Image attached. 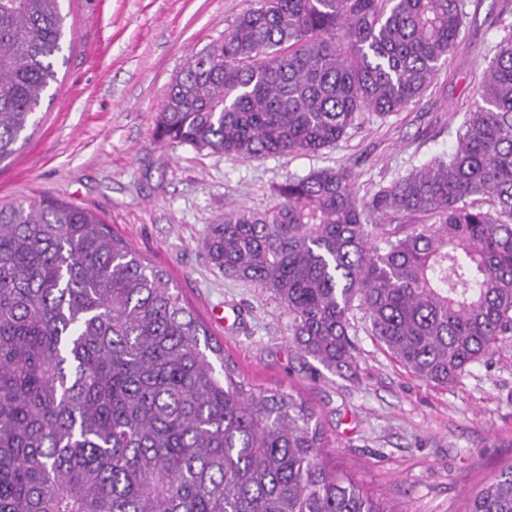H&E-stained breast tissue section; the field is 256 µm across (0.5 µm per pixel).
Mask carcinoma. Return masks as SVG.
<instances>
[{"mask_svg": "<svg viewBox=\"0 0 512 512\" xmlns=\"http://www.w3.org/2000/svg\"><path fill=\"white\" fill-rule=\"evenodd\" d=\"M62 0H0V162L51 85ZM466 0H258L172 81L156 134L234 158L319 152L416 103ZM453 149L359 195L350 170L277 187L206 236L337 372L351 313L412 377L458 382L512 337V33ZM219 360L224 374L216 372ZM314 406L237 373L168 274L90 211L0 206V512H407L329 465ZM465 512H512V463Z\"/></svg>", "mask_w": 512, "mask_h": 512, "instance_id": "obj_1", "label": "carcinoma"}]
</instances>
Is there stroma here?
I'll return each instance as SVG.
<instances>
[{"label": "stroma", "instance_id": "1", "mask_svg": "<svg viewBox=\"0 0 512 512\" xmlns=\"http://www.w3.org/2000/svg\"><path fill=\"white\" fill-rule=\"evenodd\" d=\"M257 0H64L68 42L28 139L0 163V204L51 196L96 214L165 270L239 373L298 390L316 408L339 464L410 512H463L512 461V343L459 382L409 375L353 319L358 349L336 372L300 353L284 303L225 277L205 248L237 207L272 208L275 188L313 170L350 168L360 194L451 149L512 0H466L458 45L418 103L365 114L316 154L229 158L156 137L171 81L190 54L222 41Z\"/></svg>", "mask_w": 512, "mask_h": 512}]
</instances>
